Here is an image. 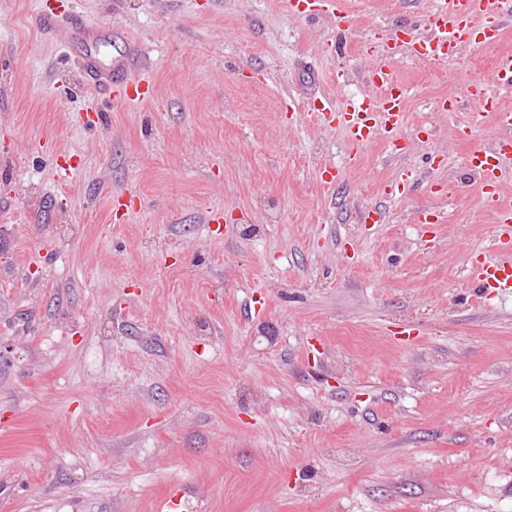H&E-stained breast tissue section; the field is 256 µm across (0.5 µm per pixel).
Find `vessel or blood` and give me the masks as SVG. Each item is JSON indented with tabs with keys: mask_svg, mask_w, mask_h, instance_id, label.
I'll return each instance as SVG.
<instances>
[{
	"mask_svg": "<svg viewBox=\"0 0 512 512\" xmlns=\"http://www.w3.org/2000/svg\"><path fill=\"white\" fill-rule=\"evenodd\" d=\"M509 28L512 0H435L419 26L393 36V50L367 68L365 81L371 96L349 103L344 111L352 145L361 149L371 144L376 135L396 136L403 125L406 93L396 78L395 47H403L409 57L443 63L457 57L461 49L500 42ZM81 69L87 84L114 100L140 103L152 93L149 81L144 79L112 80L97 66L94 57H83ZM448 103L455 109L468 103L476 107L468 129L460 133L462 141H469L470 128L487 117L500 133L498 156L492 158L482 149L473 148L467 153V164L479 176L482 191L491 197L496 245H512V194L501 189L505 165L512 161V154L507 151L512 145V108L500 106L497 97L488 93L484 80L474 74L463 78L460 96L449 98ZM476 271L482 287L512 293V257L485 260Z\"/></svg>",
	"mask_w": 512,
	"mask_h": 512,
	"instance_id": "b4317fda",
	"label": "vessel or blood"
}]
</instances>
